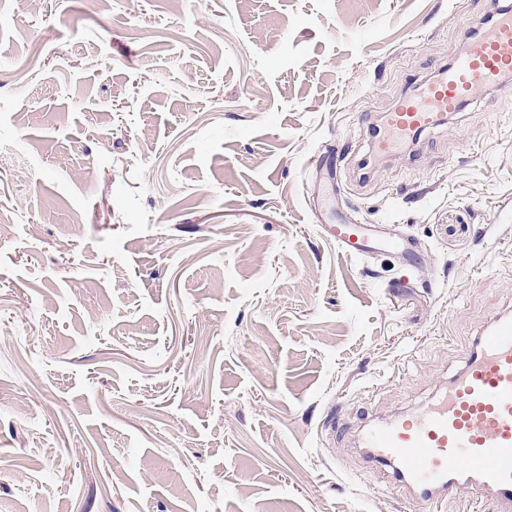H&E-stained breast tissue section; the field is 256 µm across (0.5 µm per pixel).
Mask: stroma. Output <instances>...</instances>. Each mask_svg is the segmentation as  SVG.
Returning <instances> with one entry per match:
<instances>
[{
	"label": "stroma",
	"instance_id": "stroma-1",
	"mask_svg": "<svg viewBox=\"0 0 512 512\" xmlns=\"http://www.w3.org/2000/svg\"><path fill=\"white\" fill-rule=\"evenodd\" d=\"M482 5L0 0V512H409L360 414L512 311V83L348 149ZM328 228L336 246L351 257H369L379 251H397L406 249L408 241L404 238H376L372 235L370 224H357L339 221L329 224Z\"/></svg>",
	"mask_w": 512,
	"mask_h": 512
}]
</instances>
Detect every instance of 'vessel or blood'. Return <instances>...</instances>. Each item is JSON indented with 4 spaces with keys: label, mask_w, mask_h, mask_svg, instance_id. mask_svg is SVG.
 Wrapping results in <instances>:
<instances>
[{
    "label": "vessel or blood",
    "mask_w": 512,
    "mask_h": 512,
    "mask_svg": "<svg viewBox=\"0 0 512 512\" xmlns=\"http://www.w3.org/2000/svg\"><path fill=\"white\" fill-rule=\"evenodd\" d=\"M464 21L461 52L435 75L403 92L366 141L373 157L395 154L446 124L475 94L512 81V0ZM346 255L363 258L407 247L404 238H377L366 224L329 227ZM359 445L368 467L390 469L421 512L478 507L512 512V315L480 328L461 369L440 384L417 412L363 416Z\"/></svg>",
    "instance_id": "b4317fda"
}]
</instances>
